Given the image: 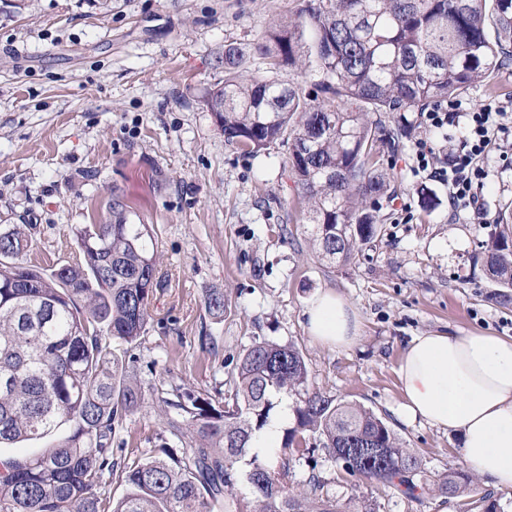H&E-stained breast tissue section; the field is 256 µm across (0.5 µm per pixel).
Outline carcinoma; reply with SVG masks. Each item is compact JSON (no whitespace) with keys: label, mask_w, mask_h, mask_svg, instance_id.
Listing matches in <instances>:
<instances>
[{"label":"carcinoma","mask_w":512,"mask_h":512,"mask_svg":"<svg viewBox=\"0 0 512 512\" xmlns=\"http://www.w3.org/2000/svg\"><path fill=\"white\" fill-rule=\"evenodd\" d=\"M259 51L269 59L265 75L245 80L239 48L225 45L216 58L224 81L203 102L240 149L288 145L319 255L345 264L376 237L391 158L414 121L512 65V0H299L295 18L274 24ZM286 68L309 76L310 90L283 80ZM110 212L111 223L83 227L78 256L49 273L15 262L36 225L0 229V448L68 427L37 456L0 459V512H343L316 495V482L308 494L288 492L290 460L317 466L308 435L340 464L383 449L344 471L421 500L422 461L388 424L313 388L299 349L265 339L237 357L228 391L157 396L175 444L114 461L112 432L146 393L112 341L143 335L160 282L146 225L127 223L124 204ZM490 241L487 274L506 300L511 207ZM280 396L293 399L294 426L284 429L275 469L250 448ZM116 468L125 490L111 504L98 489ZM471 483L450 471L432 491L460 496ZM240 485L255 501L237 494Z\"/></svg>","instance_id":"carcinoma-1"}]
</instances>
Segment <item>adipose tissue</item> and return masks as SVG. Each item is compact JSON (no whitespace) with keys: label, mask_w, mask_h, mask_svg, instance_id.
<instances>
[{"label":"adipose tissue","mask_w":512,"mask_h":512,"mask_svg":"<svg viewBox=\"0 0 512 512\" xmlns=\"http://www.w3.org/2000/svg\"><path fill=\"white\" fill-rule=\"evenodd\" d=\"M311 336L345 348L357 316L332 291L306 310ZM402 416L454 433L466 463L486 482L512 488V337L432 332L415 337L397 368Z\"/></svg>","instance_id":"ef3b65f1"}]
</instances>
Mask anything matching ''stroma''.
Returning <instances> with one entry per match:
<instances>
[{"instance_id": "1", "label": "stroma", "mask_w": 512, "mask_h": 512, "mask_svg": "<svg viewBox=\"0 0 512 512\" xmlns=\"http://www.w3.org/2000/svg\"><path fill=\"white\" fill-rule=\"evenodd\" d=\"M297 0H0V227L33 224L20 260L52 269L70 261L77 233L110 221L113 200L147 225L161 280L147 330L129 346L126 368L145 387L227 390L232 359L254 340L298 348L316 389L383 418L423 463L422 501L346 474L317 451V467L294 464L291 492L359 512H512V489L474 478L472 493L429 491L442 473L465 468L460 438L401 419L396 369L416 336L450 331L512 336V300L484 271L491 227L453 216L448 191L412 171L417 141L438 156L460 129H413L393 160L396 194L380 231L354 262L320 260L312 227L274 144L248 154L227 142L203 104L222 82L213 62L226 44L245 52L243 77L262 74L258 48ZM483 195L497 218L512 202V167L497 153ZM436 195L423 208L417 190ZM331 290L357 315V341L337 348L313 339L305 310ZM223 310L208 308L211 294ZM164 432L158 407L126 414L112 439L127 457L153 454Z\"/></svg>"}]
</instances>
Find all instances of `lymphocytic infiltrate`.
I'll return each mask as SVG.
<instances>
[{"instance_id":"lymphocytic-infiltrate-1","label":"lymphocytic infiltrate","mask_w":512,"mask_h":512,"mask_svg":"<svg viewBox=\"0 0 512 512\" xmlns=\"http://www.w3.org/2000/svg\"><path fill=\"white\" fill-rule=\"evenodd\" d=\"M429 128L440 130L462 126L459 147L449 152L443 165H435L434 149L427 142L416 144L415 173H424L448 188V205L455 214L471 215L474 223L487 221V209L481 192L489 176L482 163L491 150H499L503 159L512 158V100H489L463 107L455 102L426 113Z\"/></svg>"}]
</instances>
